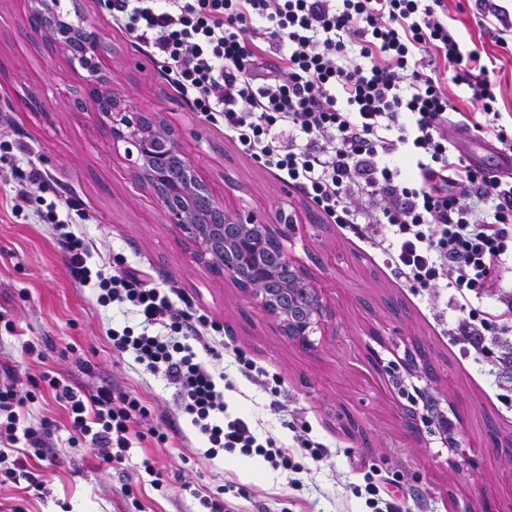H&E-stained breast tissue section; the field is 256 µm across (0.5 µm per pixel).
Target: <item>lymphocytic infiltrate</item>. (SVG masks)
Listing matches in <instances>:
<instances>
[{"mask_svg": "<svg viewBox=\"0 0 512 512\" xmlns=\"http://www.w3.org/2000/svg\"><path fill=\"white\" fill-rule=\"evenodd\" d=\"M111 10L197 111L223 118L244 154L356 230L414 293L447 297L455 342L481 360L486 336L512 335L479 306L494 297L512 308V295L495 284L512 251V177L472 166L453 137L472 130L512 152V131L499 122L494 70L464 48L445 0H113ZM462 97L473 112L456 106ZM38 217L75 282L99 305L139 316V327L109 331L112 347L175 386L207 458L236 452L302 472L279 440L229 413L196 350L206 316L176 309L137 269L93 263V245L56 203ZM41 380L102 462L125 459L148 413L137 396L107 387L85 394L53 372ZM35 398L16 389L11 368L0 371V485L39 484L26 462L44 459L53 425L27 422L22 410Z\"/></svg>", "mask_w": 512, "mask_h": 512, "instance_id": "obj_1", "label": "lymphocytic infiltrate"}]
</instances>
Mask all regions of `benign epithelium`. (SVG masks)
I'll use <instances>...</instances> for the list:
<instances>
[{"label":"benign epithelium","instance_id":"obj_1","mask_svg":"<svg viewBox=\"0 0 512 512\" xmlns=\"http://www.w3.org/2000/svg\"><path fill=\"white\" fill-rule=\"evenodd\" d=\"M28 2L32 15L47 20L44 40L71 53V60L97 75L98 59L105 51L102 32L79 24L82 48L75 51L48 21L52 0ZM92 112L109 126L112 147L122 144L127 155L135 156V178L151 192L169 223L193 244L195 261L228 275L284 335L305 348L315 347L311 336L324 331L332 313L322 289L289 258L284 226L225 209L180 150L174 133L112 90L97 91Z\"/></svg>","mask_w":512,"mask_h":512}]
</instances>
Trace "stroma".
I'll return each mask as SVG.
<instances>
[{
  "label": "stroma",
  "instance_id": "stroma-1",
  "mask_svg": "<svg viewBox=\"0 0 512 512\" xmlns=\"http://www.w3.org/2000/svg\"><path fill=\"white\" fill-rule=\"evenodd\" d=\"M103 33L99 60L110 87L152 118L172 128L186 157L229 209L253 211L268 221H287L291 255L325 290L333 317L316 348L283 336L258 312L248 293L195 263L193 247L169 224L151 193L133 176L125 152L91 112L89 73L67 53L48 46L29 24L26 0H0V141L29 149L45 175L33 199L62 202L68 223L88 238L94 261L122 257L154 285L174 289L206 315L210 340L231 347L220 365L233 384L225 398L231 413L260 433L295 447L288 421L325 447L308 462L299 485L262 458L236 453L209 461L176 388L159 374L118 354L111 328L136 325L122 306H99L91 289L75 284L66 255L50 225L39 223L31 202L15 196L13 169L20 158L0 160V364L17 372L15 385L30 389L48 371L90 393L137 394L149 409L141 431L159 429L167 447L137 442L120 463L106 465L67 429L50 439L42 463L45 485L18 493L0 488V504L22 512H198V494L222 495L226 512H370L362 491L379 482L398 512H512L504 476L512 457V377L491 376L449 333L442 305L405 288L380 253L351 230L329 223L298 191L242 154L169 81L159 59L112 22L110 0H69ZM448 16L465 44L483 48L495 65L502 119L512 118V44L494 18L480 19L473 0H447ZM35 353H27L26 344ZM421 347L429 370L409 371L404 351ZM381 358L372 364L369 350ZM279 382L277 395L237 369L234 352ZM448 413L452 431L427 418L424 404ZM151 456L165 492L140 479ZM133 484L136 498L125 494Z\"/></svg>",
  "mask_w": 512,
  "mask_h": 512
}]
</instances>
